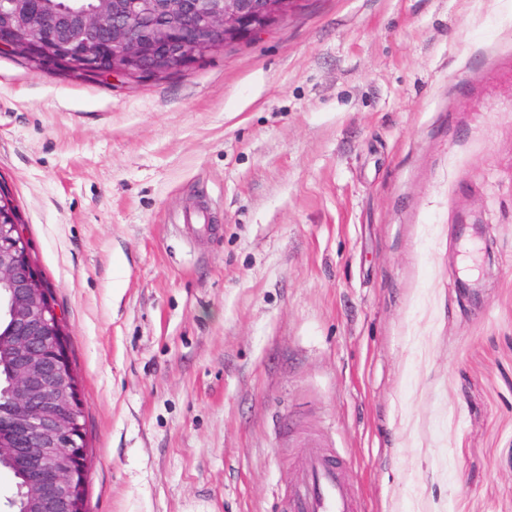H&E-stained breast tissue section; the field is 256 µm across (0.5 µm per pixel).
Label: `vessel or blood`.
Returning a JSON list of instances; mask_svg holds the SVG:
<instances>
[{"label":"vessel or blood","mask_w":512,"mask_h":512,"mask_svg":"<svg viewBox=\"0 0 512 512\" xmlns=\"http://www.w3.org/2000/svg\"><path fill=\"white\" fill-rule=\"evenodd\" d=\"M293 476L281 495V512H360L353 476L329 447L308 448L293 463Z\"/></svg>","instance_id":"b4317fda"}]
</instances>
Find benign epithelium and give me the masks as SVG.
Returning <instances> with one entry per match:
<instances>
[{
    "instance_id": "7a95c632",
    "label": "benign epithelium",
    "mask_w": 512,
    "mask_h": 512,
    "mask_svg": "<svg viewBox=\"0 0 512 512\" xmlns=\"http://www.w3.org/2000/svg\"><path fill=\"white\" fill-rule=\"evenodd\" d=\"M20 0H0V52L19 51L39 70L54 64L85 77L159 79L290 17L300 0H100L96 8L20 14ZM36 24L43 36L31 40ZM0 288L9 291L11 406L0 413V456L25 473L28 496L40 512H83L75 489L84 475L77 445L62 313L52 307L20 225L0 210ZM74 448V468L58 471L45 446Z\"/></svg>"
}]
</instances>
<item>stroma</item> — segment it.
I'll use <instances>...</instances> for the list:
<instances>
[{
    "instance_id": "35a3bbf8",
    "label": "stroma",
    "mask_w": 512,
    "mask_h": 512,
    "mask_svg": "<svg viewBox=\"0 0 512 512\" xmlns=\"http://www.w3.org/2000/svg\"><path fill=\"white\" fill-rule=\"evenodd\" d=\"M0 182L85 512H278L309 435L364 512H512V0H301L140 83L0 53Z\"/></svg>"
}]
</instances>
